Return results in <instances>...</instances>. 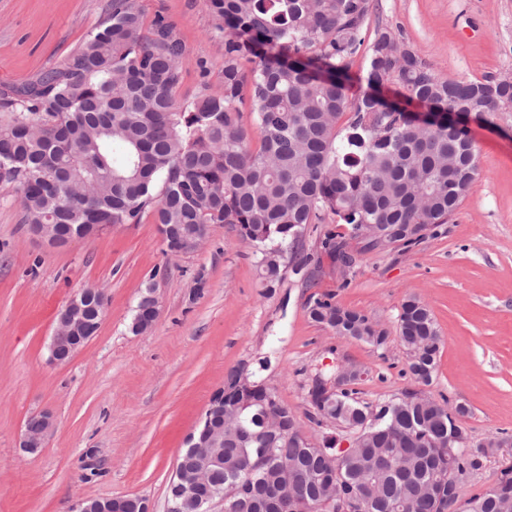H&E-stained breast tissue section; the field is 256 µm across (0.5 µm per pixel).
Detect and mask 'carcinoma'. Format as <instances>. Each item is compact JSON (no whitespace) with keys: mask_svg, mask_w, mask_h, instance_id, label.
<instances>
[{"mask_svg":"<svg viewBox=\"0 0 512 512\" xmlns=\"http://www.w3.org/2000/svg\"><path fill=\"white\" fill-rule=\"evenodd\" d=\"M224 26L222 91L178 98L184 44L163 18L144 30L135 0H111L107 15L56 67L0 91V184L15 187L26 224H138L151 211L194 243L211 224H229L261 254L262 279L281 277L279 258L307 225L330 219L376 250L409 247L448 223L471 191L476 153L450 114L512 112V84L487 76H438L412 47L393 64L400 34L378 28L369 45L366 90L349 93V60L364 44L369 0H209ZM257 62L251 70L243 61ZM395 84L432 120L380 95ZM249 94L259 144L241 121ZM346 125L341 127V120ZM326 253L341 266L353 255L328 230ZM310 318L336 335L380 348L386 333L366 315L329 298ZM398 332L412 377L431 384L441 337L430 309L407 298ZM354 376L332 391L309 386V418L334 419L354 442L339 457L336 438L299 442L298 417L266 387L239 414L242 437L224 441L211 488L258 490L282 481L279 461L295 463L288 490L296 512H312L321 477L336 464V500L357 496L364 512H440L448 469H479L487 449L448 447L461 431L449 400L408 392L384 403L358 397ZM462 512H512V466Z\"/></svg>","mask_w":512,"mask_h":512,"instance_id":"cac0c4a2","label":"carcinoma"}]
</instances>
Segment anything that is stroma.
<instances>
[{
	"label": "stroma",
	"mask_w": 512,
	"mask_h": 512,
	"mask_svg": "<svg viewBox=\"0 0 512 512\" xmlns=\"http://www.w3.org/2000/svg\"><path fill=\"white\" fill-rule=\"evenodd\" d=\"M110 0H0V88L62 64L109 10ZM145 22L164 18L185 45L183 83L223 86L224 35L207 0H136ZM401 31L440 76L512 77V0H370L365 39ZM477 158L474 186L448 224L411 248L362 252L348 225H335L354 252L351 267L322 248L326 225H310L282 278L266 287L257 258L227 224L210 225L200 248L167 251L152 215L92 239L52 247L22 222L19 195L0 185V512H71L75 502L145 498L165 512L177 461L212 394L236 369L272 388L314 442L344 437L307 418L316 374L355 365L361 399L381 403L412 391L448 398L471 446L512 434V112L466 120ZM155 286L158 316L146 332L131 322ZM102 288L97 335L66 364L49 359L57 318L80 289ZM367 315L386 332L383 348L313 322L310 296ZM432 311L442 340L438 371L420 386L397 329L407 297ZM46 410L53 428L24 453L26 417ZM512 465L496 452L462 477L461 499Z\"/></svg>",
	"instance_id": "35a3bbf8"
}]
</instances>
